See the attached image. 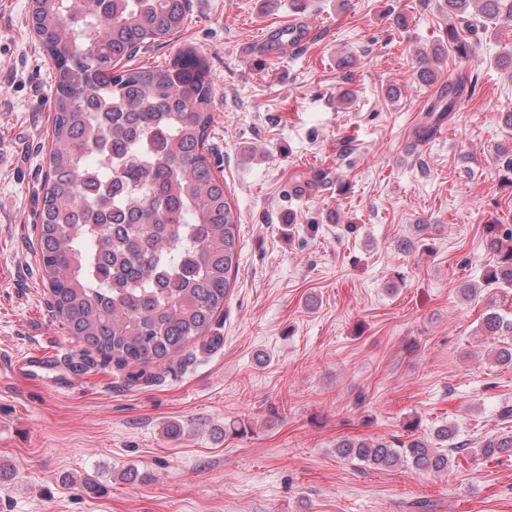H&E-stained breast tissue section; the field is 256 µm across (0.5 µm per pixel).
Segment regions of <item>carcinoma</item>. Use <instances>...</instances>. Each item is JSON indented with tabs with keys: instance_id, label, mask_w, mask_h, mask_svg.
I'll list each match as a JSON object with an SVG mask.
<instances>
[{
	"instance_id": "carcinoma-1",
	"label": "carcinoma",
	"mask_w": 512,
	"mask_h": 512,
	"mask_svg": "<svg viewBox=\"0 0 512 512\" xmlns=\"http://www.w3.org/2000/svg\"><path fill=\"white\" fill-rule=\"evenodd\" d=\"M29 24L56 71L51 146L36 225L51 306L71 335L120 369L164 366L210 335L238 267L240 217L208 157L215 84L207 61L183 47L164 65L132 67L142 48L178 33L189 0H31ZM447 43L417 56L472 52L465 33L512 22V0H439ZM479 75L460 73L431 99L451 113ZM102 168L92 170V160ZM494 263L485 286L512 290V228L486 226ZM484 331L512 337L495 310ZM419 423L389 440L347 438L336 452L377 469L442 472L468 450L443 424ZM485 459L512 458V434L480 441Z\"/></svg>"
}]
</instances>
